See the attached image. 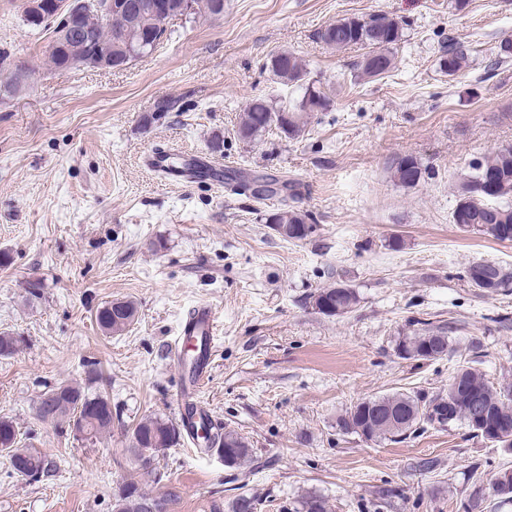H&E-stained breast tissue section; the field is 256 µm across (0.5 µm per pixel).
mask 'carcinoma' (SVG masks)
<instances>
[{"label":"carcinoma","instance_id":"carcinoma-1","mask_svg":"<svg viewBox=\"0 0 512 512\" xmlns=\"http://www.w3.org/2000/svg\"><path fill=\"white\" fill-rule=\"evenodd\" d=\"M89 8L78 21L75 33L68 38V50L83 51L80 41L88 34L98 44H112V61L126 65L124 51L126 23L135 22L140 35L168 39L171 32L159 27L157 17L150 12H139L131 17L121 11L112 17V26L100 23L94 10V0H88ZM399 21L386 13H374L365 17H344L318 32V40L334 49L358 47L364 50L358 64L360 74L369 78H381L395 67L394 47L402 39ZM373 52L382 54L383 66L370 61ZM469 48L462 43L448 45L439 57L440 69L449 76H456L467 68ZM40 65L34 62H14L7 67L8 76L4 91L22 87L28 77ZM268 71L281 84L301 91L297 98L273 103L263 97H254L239 114L237 134L245 141H254L272 129L288 139H297L304 132L314 112H322L330 105V99L309 78L306 64L287 50L272 55L265 64ZM472 173L465 175L458 184V201L452 213L453 223L482 231L494 239L512 241V145L496 150L490 157L471 165ZM422 168L413 156H404L394 165V178L405 186L416 185ZM273 230L287 241H300L314 232L310 216L288 206L274 209L266 218ZM464 278L483 294H495L512 290V267L494 262H474L464 271ZM308 303L318 311L322 307L334 310L332 316L341 317L354 310L359 303L355 289L342 283L319 288L308 297ZM137 318V307L131 300H113L97 313V324L106 334H119L128 329ZM457 331L454 323L424 328L412 335L403 336L396 344L398 357L405 360L430 361L448 355L450 336ZM22 340L10 333H0V356L16 352ZM78 404L81 413L96 422V434L112 428V410L108 400L92 394L79 383H73L68 392L56 397L43 395L38 401V419L62 425V406ZM460 422L476 436L496 443L512 451V383L491 384L483 372L468 362L458 367L448 385V393L428 397L420 393L396 392L364 399L345 412L336 421V427L344 432L367 436L369 440L396 441L417 434L428 426H445ZM19 430L15 422L0 418V453L9 459L23 453L21 467L15 473L25 479L38 480L49 473L51 462L35 448L18 447ZM182 429L179 425L158 417L141 420L129 435L127 451L139 461L149 465L157 460L162 451L180 444ZM205 451L230 450L229 467H239L250 461L252 449L248 442L233 430L216 431L204 438ZM178 494L168 491L152 495L142 490L135 481L120 488L115 496L114 507L120 512H145L143 504L160 502L161 512H171ZM297 512H327L325 501L313 494L299 501Z\"/></svg>","mask_w":512,"mask_h":512}]
</instances>
